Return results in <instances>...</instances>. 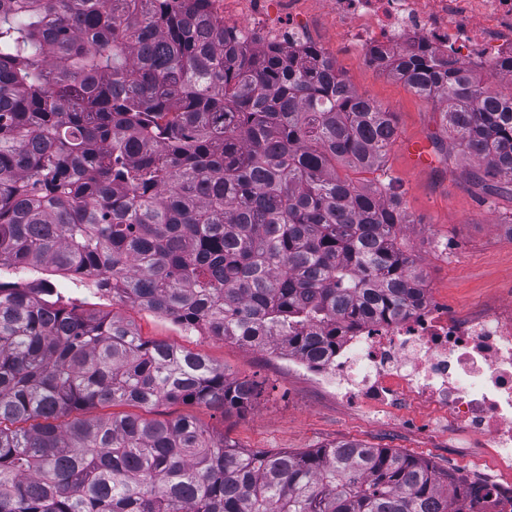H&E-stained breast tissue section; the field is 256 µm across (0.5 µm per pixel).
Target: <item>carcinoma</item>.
<instances>
[{"label": "carcinoma", "mask_w": 512, "mask_h": 512, "mask_svg": "<svg viewBox=\"0 0 512 512\" xmlns=\"http://www.w3.org/2000/svg\"><path fill=\"white\" fill-rule=\"evenodd\" d=\"M207 2L0 0V268L320 362L337 322L423 290L384 169L393 113L315 45H241ZM376 60L439 102L467 179L512 190V95L429 53ZM50 295L0 280V512H448L431 466L389 448L244 451L189 414H91H242L260 392Z\"/></svg>", "instance_id": "obj_1"}]
</instances>
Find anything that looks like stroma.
<instances>
[{
	"mask_svg": "<svg viewBox=\"0 0 512 512\" xmlns=\"http://www.w3.org/2000/svg\"><path fill=\"white\" fill-rule=\"evenodd\" d=\"M307 33L360 93L394 116L397 140L385 168L401 187L403 208L410 217L401 229V242L414 255L425 287L452 310L512 297V195L490 183H468L464 171L469 162L462 158L444 162L430 152L425 163H415L406 143L415 140L430 151L432 137L445 135L437 104L345 45L326 12L309 16ZM8 275L24 284L47 279L63 301L85 312L116 314L131 321L144 339L202 353L222 366L229 379L258 382L262 394L242 415L223 416L197 404L171 408L175 414L194 415L211 433L240 449L304 451L355 441L423 459L442 476L449 468L468 463L467 449H449L444 433H426L373 412L349 410L335 395L289 370L287 356L277 347H248L184 330L168 317L113 300L90 278L79 282L30 268L12 269Z\"/></svg>",
	"mask_w": 512,
	"mask_h": 512,
	"instance_id": "stroma-1",
	"label": "stroma"
}]
</instances>
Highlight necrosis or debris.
I'll return each mask as SVG.
<instances>
[{
    "label": "necrosis or debris",
    "mask_w": 512,
    "mask_h": 512,
    "mask_svg": "<svg viewBox=\"0 0 512 512\" xmlns=\"http://www.w3.org/2000/svg\"><path fill=\"white\" fill-rule=\"evenodd\" d=\"M329 4L339 38L372 57L423 49L478 71L512 58V0H209L212 14L248 46L302 51L313 4ZM353 409L389 413L394 401L426 405L473 462L450 474L448 512H512V303L449 310L423 289L393 319L338 324L323 367L298 361Z\"/></svg>",
    "instance_id": "necrosis-or-debris-1"
}]
</instances>
